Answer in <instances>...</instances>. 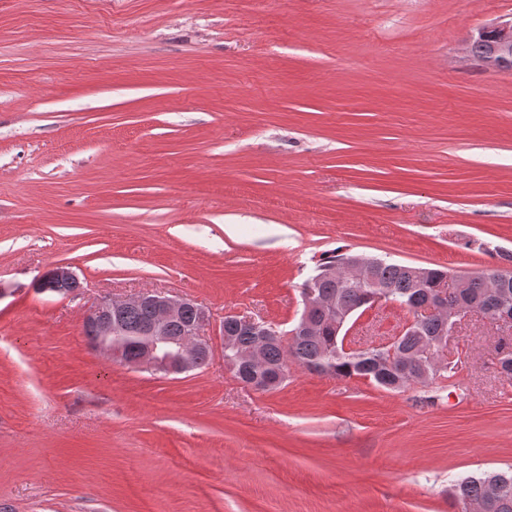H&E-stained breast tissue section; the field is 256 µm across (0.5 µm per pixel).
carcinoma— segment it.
I'll use <instances>...</instances> for the list:
<instances>
[{"label":"carcinoma","mask_w":512,"mask_h":512,"mask_svg":"<svg viewBox=\"0 0 512 512\" xmlns=\"http://www.w3.org/2000/svg\"><path fill=\"white\" fill-rule=\"evenodd\" d=\"M345 255H325L299 289L300 296L309 293L317 299L331 300L339 308L366 309L372 307L375 291L366 281L355 280L343 268ZM410 266L381 258L368 259L366 274L384 285L385 301L396 303L409 310L429 296L448 278L444 268H426L425 276L415 281ZM494 270L471 277L462 291L465 302L482 299L498 292L500 305L512 313V286L499 291L493 288L491 275ZM316 331L284 340L273 336H262L228 318L224 319V335L229 341L224 345V360L236 361L237 354L259 344L264 355V365L252 367L238 365L236 377L245 383L260 377H271L273 383L263 387L265 391L279 388L285 378H276V370L285 358H291L300 367L311 373L333 378H360L386 390H399L413 382L421 370V364L413 365L403 374L398 363L404 357H413L430 341L436 339L442 326L439 320L429 319L400 335L392 347L373 348L365 352L346 353L342 339L336 336L337 313L331 309L314 308L310 312ZM197 309L188 307L169 323V335L181 336L195 319ZM152 319L150 305L133 304L119 315L124 356L136 359L141 353L140 334ZM454 495L464 505L463 512H512V468L493 473H473L460 477L454 484Z\"/></svg>","instance_id":"1"}]
</instances>
